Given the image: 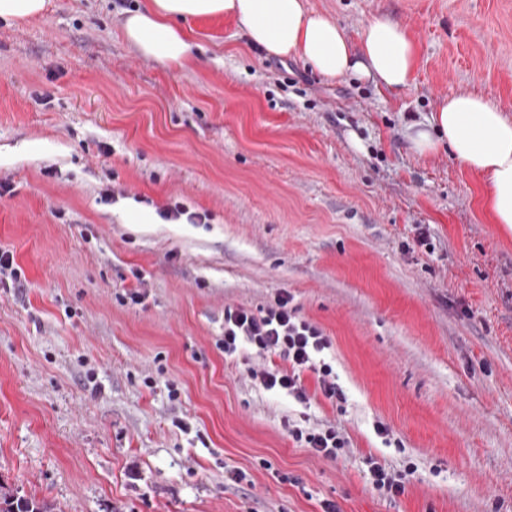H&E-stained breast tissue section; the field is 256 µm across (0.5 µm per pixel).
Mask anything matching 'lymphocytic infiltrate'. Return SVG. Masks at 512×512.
Segmentation results:
<instances>
[{
  "mask_svg": "<svg viewBox=\"0 0 512 512\" xmlns=\"http://www.w3.org/2000/svg\"><path fill=\"white\" fill-rule=\"evenodd\" d=\"M289 296L278 297L274 305L258 312L233 306L224 308L225 356L233 357L247 350L259 357L258 365L248 367L252 380L268 391L288 395L308 404L310 398L302 383L303 372H313L322 395L329 401L343 399L332 365L323 356L330 342L315 324L290 308ZM293 441L331 460L347 457L349 441L336 426L305 430L289 429Z\"/></svg>",
  "mask_w": 512,
  "mask_h": 512,
  "instance_id": "obj_1",
  "label": "lymphocytic infiltrate"
}]
</instances>
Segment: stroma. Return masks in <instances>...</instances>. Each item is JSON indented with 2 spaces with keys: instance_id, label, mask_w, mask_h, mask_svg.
I'll use <instances>...</instances> for the list:
<instances>
[{
  "instance_id": "obj_1",
  "label": "stroma",
  "mask_w": 512,
  "mask_h": 512,
  "mask_svg": "<svg viewBox=\"0 0 512 512\" xmlns=\"http://www.w3.org/2000/svg\"><path fill=\"white\" fill-rule=\"evenodd\" d=\"M137 2L0 21V251L22 270L0 281V485L57 512H512V232L483 178L404 135L461 91L512 116V0H306L354 41L404 25L399 90L266 56L221 17L190 23L199 66L142 57ZM283 293L329 338L342 406L311 372L303 405L225 357V306ZM329 422L347 458L288 435ZM368 463L370 464L368 469L370 481L376 490L382 491L392 497L404 492L405 484L403 480L406 475L401 473H391L386 470L384 466L372 459H370Z\"/></svg>"
}]
</instances>
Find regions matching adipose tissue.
Segmentation results:
<instances>
[{
    "mask_svg": "<svg viewBox=\"0 0 512 512\" xmlns=\"http://www.w3.org/2000/svg\"><path fill=\"white\" fill-rule=\"evenodd\" d=\"M213 16L233 19L248 42L268 55L300 58L327 79L351 74L390 89L415 80L416 48L399 22L373 17L354 42L334 19L308 10L304 0H144L126 16L123 32L139 55L188 68L199 59L184 25ZM405 135L417 155H430L444 143L462 166L484 177L493 222L512 231L511 116L461 92L443 100L427 121L409 124Z\"/></svg>",
    "mask_w": 512,
    "mask_h": 512,
    "instance_id": "obj_1",
    "label": "adipose tissue"
}]
</instances>
